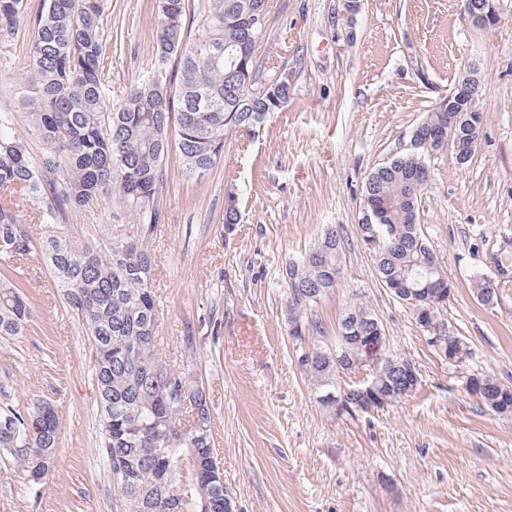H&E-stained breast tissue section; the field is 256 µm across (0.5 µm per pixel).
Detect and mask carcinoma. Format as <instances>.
<instances>
[{"label":"carcinoma","instance_id":"carcinoma-1","mask_svg":"<svg viewBox=\"0 0 512 512\" xmlns=\"http://www.w3.org/2000/svg\"><path fill=\"white\" fill-rule=\"evenodd\" d=\"M269 13V0H208L198 35H188L189 0H158L159 25L152 67L107 109L103 67L112 32L104 29L103 0H44L29 42L31 77L22 98L41 155L0 111V262L21 266L34 253L45 258L66 307L77 318L94 353L100 408L101 452L117 481L123 512H225L224 473L211 465L214 444L209 398L186 368L156 352L159 316L152 288L155 259L148 247L159 220L164 164L175 148L184 174L203 181L224 157L226 135L261 127L292 89L264 80L263 62L241 61L245 17ZM25 0H0V38L24 21ZM480 100L462 97L433 107L413 133L414 146L367 177L359 224L361 243L377 279L402 298L420 328L437 329L431 348L462 362L464 339L445 328L441 312L453 298L427 231L417 222L419 198L430 179L432 155L448 139L481 129ZM135 216L89 234L64 223L78 209L108 197ZM241 221L236 191L228 189L224 229ZM41 232L31 229L32 223ZM344 239L326 228L317 243L282 271L289 326L312 332L296 355L301 370L340 413L356 411L360 385L336 391L346 363H359L368 337L382 328L375 310L353 294L340 319L336 344L307 311L333 292L342 274ZM480 302L497 298V284L476 283ZM32 317L28 299L7 273L0 274V337L19 335ZM378 350L377 393L391 401L408 390V375ZM469 392L498 413L512 412L509 388L488 375L471 377ZM0 387V454L38 484L52 468L58 444L53 407L23 414Z\"/></svg>","mask_w":512,"mask_h":512}]
</instances>
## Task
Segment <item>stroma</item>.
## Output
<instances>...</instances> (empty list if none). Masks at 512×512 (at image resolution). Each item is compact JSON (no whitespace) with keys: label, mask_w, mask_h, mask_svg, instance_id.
I'll return each mask as SVG.
<instances>
[{"label":"stroma","mask_w":512,"mask_h":512,"mask_svg":"<svg viewBox=\"0 0 512 512\" xmlns=\"http://www.w3.org/2000/svg\"><path fill=\"white\" fill-rule=\"evenodd\" d=\"M479 29L460 0H362L346 22L343 0H270L258 50L267 80L292 76L290 100L255 132L227 137L204 181L176 154L164 166L161 218L150 242L160 312L157 351L188 367L209 396L215 452L237 512H512V415L465 387L490 375L512 387V281L501 282L493 244L512 241V0ZM0 42V111L15 114L30 76L29 22ZM104 26L120 31L106 52V95L121 101L154 59L157 0H105ZM474 67L486 114L471 160L429 161L418 221L454 287L442 318L470 354L460 366L428 346L411 309L381 286L358 223L368 174L410 146L436 102ZM242 219L224 231V193ZM345 237L343 279L312 308L336 338L350 292H361L386 330L390 353L412 361L418 388L375 414H340L301 371L283 317L282 268L324 225ZM497 281L479 303L480 278ZM33 317L0 338V385L16 409L41 402L58 416V445L42 484L0 459V512H121L100 451L92 350L42 256L13 273ZM193 331L196 346L182 338Z\"/></svg>","instance_id":"stroma-1"}]
</instances>
